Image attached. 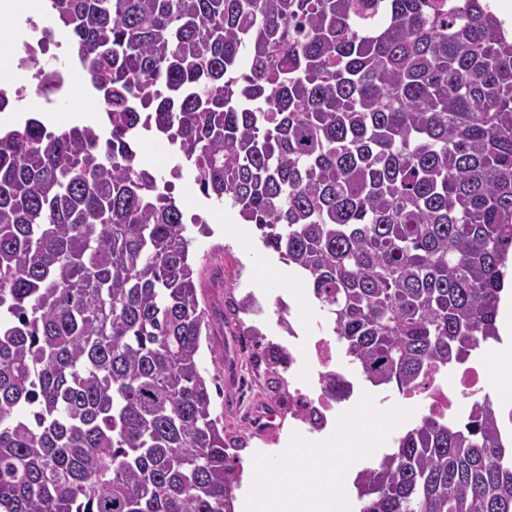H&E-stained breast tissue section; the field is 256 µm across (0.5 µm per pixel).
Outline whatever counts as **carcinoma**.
<instances>
[{
    "label": "carcinoma",
    "mask_w": 512,
    "mask_h": 512,
    "mask_svg": "<svg viewBox=\"0 0 512 512\" xmlns=\"http://www.w3.org/2000/svg\"><path fill=\"white\" fill-rule=\"evenodd\" d=\"M378 2L49 0L106 124L0 126V512H233L192 238L144 131L306 277L371 385L500 341L512 32L483 0ZM356 493L512 512L492 401L422 417Z\"/></svg>",
    "instance_id": "carcinoma-1"
}]
</instances>
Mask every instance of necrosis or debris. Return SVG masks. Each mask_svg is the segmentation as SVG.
Listing matches in <instances>:
<instances>
[{"mask_svg":"<svg viewBox=\"0 0 512 512\" xmlns=\"http://www.w3.org/2000/svg\"><path fill=\"white\" fill-rule=\"evenodd\" d=\"M30 14L0 30V38L20 48L12 70L0 72V97L8 102L21 103L34 112L50 109L54 103L67 98L66 77H58L50 86H43L41 73L32 66L45 53V40L38 37V17L42 0H32ZM31 75L30 85L18 84L16 72ZM284 315L281 335L269 341L275 354L279 385L285 386L287 397L260 396L246 372H239L231 405L247 433L264 443H277L286 423L292 422L302 430L323 433L338 420L342 401L336 396L337 384L347 383L348 377L336 364V339L327 333H299L289 319L292 307L280 300ZM487 370L480 361L444 369L433 367L426 379L410 390V397L420 399L429 415L438 419H456L467 414L469 401L489 395Z\"/></svg>","mask_w":512,"mask_h":512,"instance_id":"necrosis-or-debris-1","label":"necrosis or debris"}]
</instances>
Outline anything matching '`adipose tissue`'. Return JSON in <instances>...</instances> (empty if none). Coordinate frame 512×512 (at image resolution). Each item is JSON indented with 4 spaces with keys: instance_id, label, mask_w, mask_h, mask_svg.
Segmentation results:
<instances>
[{
    "instance_id": "adipose-tissue-1",
    "label": "adipose tissue",
    "mask_w": 512,
    "mask_h": 512,
    "mask_svg": "<svg viewBox=\"0 0 512 512\" xmlns=\"http://www.w3.org/2000/svg\"><path fill=\"white\" fill-rule=\"evenodd\" d=\"M383 422L374 411L361 410L339 422L335 446L302 443L291 449L294 463L288 468L261 467L248 512H356L340 482Z\"/></svg>"
}]
</instances>
